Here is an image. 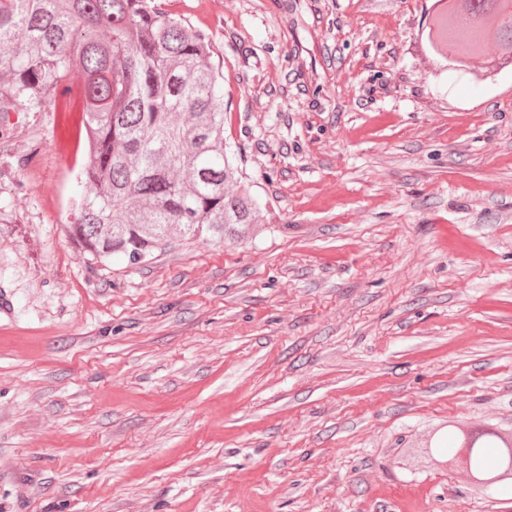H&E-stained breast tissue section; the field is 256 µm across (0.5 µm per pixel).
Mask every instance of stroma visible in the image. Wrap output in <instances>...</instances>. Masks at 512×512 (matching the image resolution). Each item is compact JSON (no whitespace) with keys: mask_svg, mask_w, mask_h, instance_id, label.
Wrapping results in <instances>:
<instances>
[{"mask_svg":"<svg viewBox=\"0 0 512 512\" xmlns=\"http://www.w3.org/2000/svg\"><path fill=\"white\" fill-rule=\"evenodd\" d=\"M434 0H214L241 245L88 263L79 133L0 125V512H512L404 449L512 434V70L475 82Z\"/></svg>","mask_w":512,"mask_h":512,"instance_id":"stroma-1","label":"stroma"}]
</instances>
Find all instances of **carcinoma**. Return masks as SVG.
<instances>
[{
    "label": "carcinoma",
    "instance_id": "cac0c4a2",
    "mask_svg": "<svg viewBox=\"0 0 512 512\" xmlns=\"http://www.w3.org/2000/svg\"><path fill=\"white\" fill-rule=\"evenodd\" d=\"M429 17L448 63L475 80L512 66V0H446ZM80 71L86 160L69 238L93 264L151 258L175 238L246 243L259 202L224 142V70L211 38L158 0H0V120L36 112ZM438 455L477 486H512V438L438 436Z\"/></svg>",
    "mask_w": 512,
    "mask_h": 512
}]
</instances>
